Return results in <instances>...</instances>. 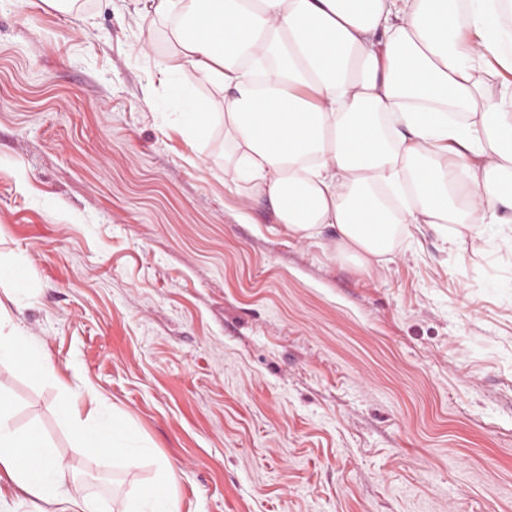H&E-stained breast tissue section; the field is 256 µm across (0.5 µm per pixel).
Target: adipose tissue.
I'll return each instance as SVG.
<instances>
[{
    "label": "adipose tissue",
    "mask_w": 512,
    "mask_h": 512,
    "mask_svg": "<svg viewBox=\"0 0 512 512\" xmlns=\"http://www.w3.org/2000/svg\"><path fill=\"white\" fill-rule=\"evenodd\" d=\"M173 23L182 89L224 93V182L266 195L278 224L369 270L401 235L451 224L450 247L480 248L512 210V0H151ZM501 69L498 98L480 72ZM46 364L0 307V364ZM78 452L105 461L136 450L118 415L81 413L86 386L61 381ZM0 395V512H96L70 463L36 429L12 424ZM175 471L123 512H178Z\"/></svg>",
    "instance_id": "adipose-tissue-1"
}]
</instances>
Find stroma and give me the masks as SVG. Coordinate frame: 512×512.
I'll return each mask as SVG.
<instances>
[{
	"instance_id": "35a3bbf8",
	"label": "stroma",
	"mask_w": 512,
	"mask_h": 512,
	"mask_svg": "<svg viewBox=\"0 0 512 512\" xmlns=\"http://www.w3.org/2000/svg\"><path fill=\"white\" fill-rule=\"evenodd\" d=\"M144 0H0V365L103 512L172 465L180 512H512V241L422 226L363 273L224 184V94L176 84ZM206 102L205 135L181 124ZM146 448L76 454L58 378ZM21 353L28 362L39 363L45 368L48 366L42 348L30 341L20 322L12 321L10 314L0 305V364L15 363Z\"/></svg>"
}]
</instances>
